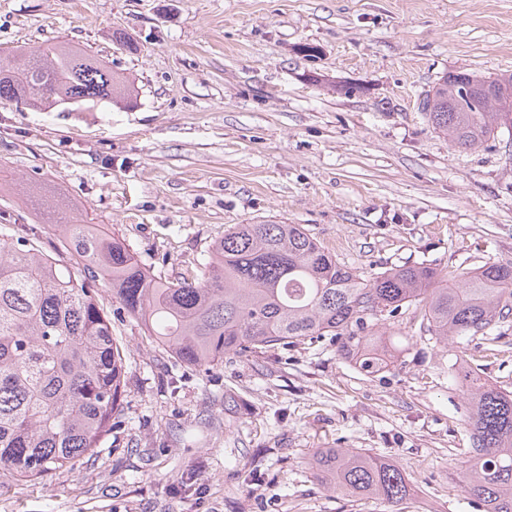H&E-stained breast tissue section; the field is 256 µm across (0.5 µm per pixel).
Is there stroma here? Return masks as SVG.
Returning <instances> with one entry per match:
<instances>
[{"label":"stroma","instance_id":"1","mask_svg":"<svg viewBox=\"0 0 512 512\" xmlns=\"http://www.w3.org/2000/svg\"><path fill=\"white\" fill-rule=\"evenodd\" d=\"M59 42L133 99L0 101L6 238L65 262L58 227L76 215L162 280L234 224L303 225L368 275L512 264V129L463 150L418 108L446 73H512V0H0V59ZM99 289L127 356L112 432L77 469L0 486V512H390L320 486V448L397 463L403 512H483L457 471L472 446L460 368L512 394V318L496 344L444 345L403 308L383 327L394 361L372 374L332 336L204 371Z\"/></svg>","mask_w":512,"mask_h":512}]
</instances>
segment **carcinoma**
I'll return each instance as SVG.
<instances>
[{"label":"carcinoma","mask_w":512,"mask_h":512,"mask_svg":"<svg viewBox=\"0 0 512 512\" xmlns=\"http://www.w3.org/2000/svg\"><path fill=\"white\" fill-rule=\"evenodd\" d=\"M87 52L32 50L0 67V101L77 110L129 95L103 77ZM435 130L463 149L512 127V73L443 76L419 103ZM85 277L37 246L0 235V478L16 487L93 456L112 433L124 395L126 355L112 336L98 278L120 309L143 320L177 362L210 369L224 354L248 356L300 339L333 336L367 372L390 363L373 331L406 304L422 305L424 331L444 344L489 332L512 316V265L487 262L452 276L423 264L368 277L338 262L301 224H235L209 251L201 274L151 276L98 224L60 225ZM472 448L459 462L465 492L484 512H512V395L465 371ZM310 466L326 488L374 496L401 512L410 484L394 462L367 452L321 448Z\"/></svg>","instance_id":"carcinoma-1"}]
</instances>
